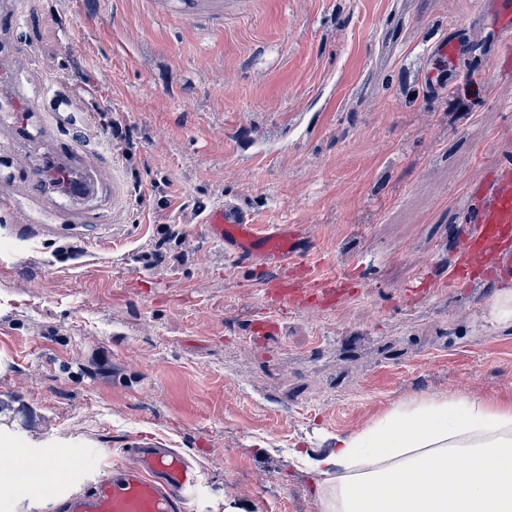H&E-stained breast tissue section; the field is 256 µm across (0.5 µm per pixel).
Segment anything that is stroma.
<instances>
[{
	"mask_svg": "<svg viewBox=\"0 0 512 512\" xmlns=\"http://www.w3.org/2000/svg\"><path fill=\"white\" fill-rule=\"evenodd\" d=\"M485 0H224V30L153 0H14L24 102L84 112L70 139L110 154L113 182L38 213L0 207V440L68 453L60 492L131 463L151 434L196 463L198 512H320L315 454L422 396L512 399V326L491 315L512 271L448 285L469 188L512 157V78L486 56L431 97L428 46L481 38ZM111 113L112 141L94 115ZM259 224L307 225L349 296L282 314L261 271L202 220L225 199ZM87 240L16 239L64 224ZM424 281L426 296L403 302ZM277 320L261 342L249 320ZM85 219V213L81 209H74L71 211L69 216V222L73 224H67L72 230L71 233L63 234L60 232V226L62 224H41L38 228V235L42 237H54V238H71L73 240L81 241L85 243V241L77 236L74 231L78 230L82 227V223Z\"/></svg>",
	"mask_w": 512,
	"mask_h": 512,
	"instance_id": "obj_1",
	"label": "stroma"
}]
</instances>
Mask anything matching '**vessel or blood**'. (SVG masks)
Returning <instances> with one entry per match:
<instances>
[{
    "instance_id": "b4317fda",
    "label": "vessel or blood",
    "mask_w": 512,
    "mask_h": 512,
    "mask_svg": "<svg viewBox=\"0 0 512 512\" xmlns=\"http://www.w3.org/2000/svg\"><path fill=\"white\" fill-rule=\"evenodd\" d=\"M489 2L497 16L490 45L494 65L499 73L512 76V0ZM191 16L214 30L224 27L223 12L213 9L210 0H194ZM466 30V24H456L428 48L429 59L465 68L471 54ZM11 52L9 43L0 44V117L7 119L14 140L37 147L38 159L29 174L12 185L9 198L38 206L47 202L52 189L76 200L90 197L100 182L113 176L107 157L98 151L77 152L75 144L63 142L59 132L64 117L50 122L19 112L8 74ZM470 199L467 227L448 269V281L454 285L494 281L512 262V159L491 165L484 180L471 188ZM204 224L234 258L259 269L297 272L296 280L272 285L269 296L277 308L316 305L345 293V275L322 276L319 263L310 259L305 225L253 223L232 200L208 212ZM130 451L132 465L94 476L87 489L61 495L56 482H46L43 492L55 512H193L201 473L189 459L160 447L150 435L133 443Z\"/></svg>"
}]
</instances>
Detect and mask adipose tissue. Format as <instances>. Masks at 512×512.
I'll return each mask as SVG.
<instances>
[{"label":"adipose tissue","mask_w":512,"mask_h":512,"mask_svg":"<svg viewBox=\"0 0 512 512\" xmlns=\"http://www.w3.org/2000/svg\"><path fill=\"white\" fill-rule=\"evenodd\" d=\"M452 456L468 468L448 471ZM302 460L322 512H512V401L415 399Z\"/></svg>","instance_id":"ef3b65f1"}]
</instances>
